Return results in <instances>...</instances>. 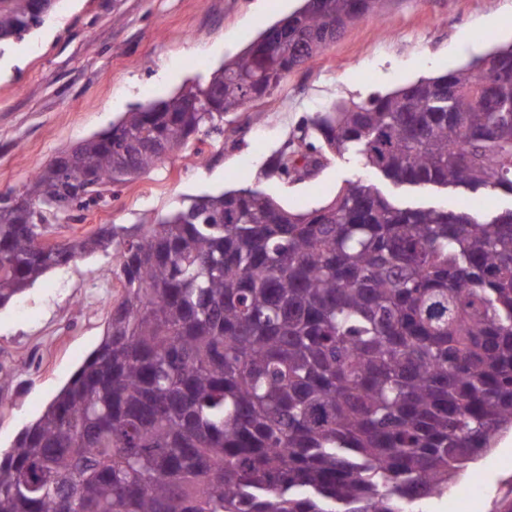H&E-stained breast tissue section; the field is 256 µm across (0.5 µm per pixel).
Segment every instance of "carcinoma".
I'll list each match as a JSON object with an SVG mask.
<instances>
[{
  "instance_id": "carcinoma-1",
  "label": "carcinoma",
  "mask_w": 512,
  "mask_h": 512,
  "mask_svg": "<svg viewBox=\"0 0 512 512\" xmlns=\"http://www.w3.org/2000/svg\"><path fill=\"white\" fill-rule=\"evenodd\" d=\"M54 0H0V55ZM383 0H305L234 59L0 195V307L112 252L95 350L0 452V512H415L512 428V209L373 182L292 212L258 188L153 224L42 237L274 90ZM265 175L325 152L395 186L512 193V43L311 120ZM389 191L393 195H403L411 202L430 204L445 208L448 207V210L473 207L486 211H502L512 207V195L503 190L488 191L476 198H472L467 194L454 192H448L447 195L446 193H437L431 189L407 191L403 194L398 190Z\"/></svg>"
}]
</instances>
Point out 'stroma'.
I'll use <instances>...</instances> for the list:
<instances>
[{
  "label": "stroma",
  "instance_id": "1",
  "mask_svg": "<svg viewBox=\"0 0 512 512\" xmlns=\"http://www.w3.org/2000/svg\"><path fill=\"white\" fill-rule=\"evenodd\" d=\"M302 0H58L45 25L0 56V194L21 191L59 152L109 129L132 107L168 99L197 76L240 54ZM512 40V0H386L322 54L293 70L271 95L224 121L223 135L170 156L104 203L55 228L56 240L102 224H149L184 197L260 187L300 211L331 200L371 173L331 158L311 179L264 177L271 156L301 136L334 102L366 100L423 76L456 69ZM257 112L259 123L248 115ZM407 200L451 210L502 211L512 194L478 197L406 192ZM111 256L82 257L41 277L0 308V448L35 421L99 345L110 304L122 293L105 270ZM424 512H512V449L492 447Z\"/></svg>",
  "mask_w": 512,
  "mask_h": 512
}]
</instances>
